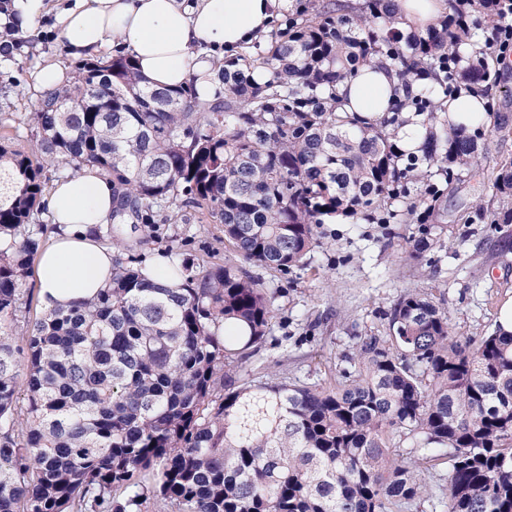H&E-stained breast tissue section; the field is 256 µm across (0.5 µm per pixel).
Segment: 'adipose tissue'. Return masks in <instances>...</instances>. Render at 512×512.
I'll return each mask as SVG.
<instances>
[{"label": "adipose tissue", "instance_id": "ef3b65f1", "mask_svg": "<svg viewBox=\"0 0 512 512\" xmlns=\"http://www.w3.org/2000/svg\"><path fill=\"white\" fill-rule=\"evenodd\" d=\"M287 0H76L58 17L69 56L90 58L108 45L131 54L154 88L192 87L199 99L215 89L205 47L238 51L283 13ZM407 33L425 31L448 10L447 0H397ZM352 112L386 111L394 88L384 71L365 66L341 84ZM55 234L39 252L35 272L45 308L92 298L112 277L111 248L94 231L112 222V181L98 170L58 182L47 201Z\"/></svg>", "mask_w": 512, "mask_h": 512}]
</instances>
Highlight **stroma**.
<instances>
[{"label":"stroma","mask_w":512,"mask_h":512,"mask_svg":"<svg viewBox=\"0 0 512 512\" xmlns=\"http://www.w3.org/2000/svg\"><path fill=\"white\" fill-rule=\"evenodd\" d=\"M74 0H44L45 12L30 29L0 31V41L17 47L0 52V133L11 149L38 157L35 131L25 122L42 96L40 67L56 61L69 72L78 63L57 38V16ZM490 169L475 171L448 195V222L441 249L410 257L406 240L413 224H356L337 219L323 227L322 245L306 269L288 275L255 268L266 288L277 292L276 318L267 344L239 368L243 377L335 382L356 337L387 331L386 312L405 291L431 298L465 336L492 333L500 305L512 297V224H485L476 205L487 188ZM193 254L210 264L233 255L222 224L193 210L181 211L168 238L143 253L181 260Z\"/></svg>","instance_id":"35a3bbf8"}]
</instances>
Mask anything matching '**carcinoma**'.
<instances>
[{
  "label": "carcinoma",
  "instance_id": "obj_1",
  "mask_svg": "<svg viewBox=\"0 0 512 512\" xmlns=\"http://www.w3.org/2000/svg\"><path fill=\"white\" fill-rule=\"evenodd\" d=\"M396 22L394 0H293L265 44L224 57L223 89L204 101L149 87L129 54L80 64L28 121L50 161L112 177V225L95 235L127 256L93 300L19 333L43 165L0 136V512H420L432 494L404 458L419 448L448 463L447 512H512V336L464 338L407 291L385 335L356 337L336 383L238 384L276 293L234 263L184 258L172 288L143 274L141 251L180 209L206 211L233 251L282 274L337 218L416 224L418 257L441 247L444 192L487 159V125L448 123V102L464 90L505 122L512 0H448L424 33ZM369 64L405 92L373 122L339 95ZM405 107L423 117L416 153L397 140ZM492 169L479 217L512 224V155Z\"/></svg>",
  "mask_w": 512,
  "mask_h": 512
}]
</instances>
